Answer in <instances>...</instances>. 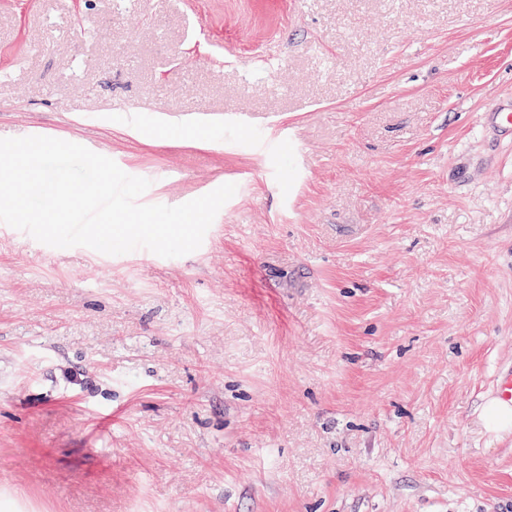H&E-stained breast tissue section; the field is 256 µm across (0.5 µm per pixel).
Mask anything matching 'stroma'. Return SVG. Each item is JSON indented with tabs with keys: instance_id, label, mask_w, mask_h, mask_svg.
Returning <instances> with one entry per match:
<instances>
[{
	"instance_id": "1",
	"label": "stroma",
	"mask_w": 512,
	"mask_h": 512,
	"mask_svg": "<svg viewBox=\"0 0 512 512\" xmlns=\"http://www.w3.org/2000/svg\"><path fill=\"white\" fill-rule=\"evenodd\" d=\"M506 100L512 0H0V138L237 187L176 258L0 228V512H512ZM483 417L486 427L491 430L503 431L512 427V407L497 400L484 406Z\"/></svg>"
}]
</instances>
